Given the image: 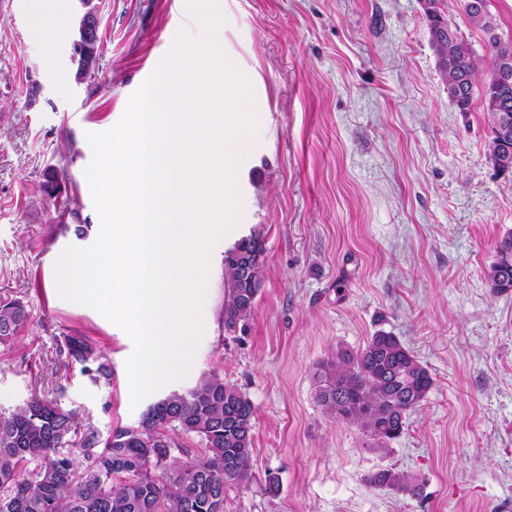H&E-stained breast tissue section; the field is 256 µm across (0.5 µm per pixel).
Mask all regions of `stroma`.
<instances>
[{"instance_id": "obj_1", "label": "stroma", "mask_w": 512, "mask_h": 512, "mask_svg": "<svg viewBox=\"0 0 512 512\" xmlns=\"http://www.w3.org/2000/svg\"><path fill=\"white\" fill-rule=\"evenodd\" d=\"M55 2L62 34L48 49L29 35L28 0H0V299L30 313L0 344V411L58 382L63 406L105 431L147 408L130 401L133 342L63 300L55 265L100 231L87 133L115 126L177 32L198 27L184 0H95L97 63L80 78L81 4ZM223 17L222 47L261 109L195 354L199 374L221 373L254 407L256 480L229 490L224 512H512V291L485 279L512 231V173L491 159L482 93L466 112L450 101L420 0H224ZM253 230L263 286L245 331L228 336L224 251ZM380 331L434 379L385 450L316 399L320 363ZM71 334L98 347L110 383L57 370ZM386 468L417 478L420 494L371 487Z\"/></svg>"}]
</instances>
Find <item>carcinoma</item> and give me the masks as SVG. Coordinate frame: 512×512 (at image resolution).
<instances>
[{"mask_svg":"<svg viewBox=\"0 0 512 512\" xmlns=\"http://www.w3.org/2000/svg\"><path fill=\"white\" fill-rule=\"evenodd\" d=\"M425 0L430 44L448 97L470 109L483 62L458 35L442 9ZM470 24L488 35L491 58L507 59L508 80L490 72L484 86L492 121L489 151L496 167L512 171V42L495 33L488 0H463ZM252 232L224 251V334L244 328L263 284L259 245ZM492 292L512 290V232L497 243L486 272ZM29 313L18 300L0 301V343L20 335ZM60 353L82 365L93 380L110 379L102 354L84 336L64 337ZM317 400L336 420L360 427L373 448L399 438L409 412L425 401L433 378L398 337L378 332L356 353L340 351L320 364ZM57 386L9 413L0 411V512H224L226 493L246 488L252 471L254 407L235 386L213 372L184 393L157 400L159 414L143 413L130 426L101 432L82 424L76 408L62 406ZM199 438L188 448L183 439ZM368 483L415 496L417 479L392 469Z\"/></svg>","mask_w":512,"mask_h":512,"instance_id":"carcinoma-1","label":"carcinoma"}]
</instances>
